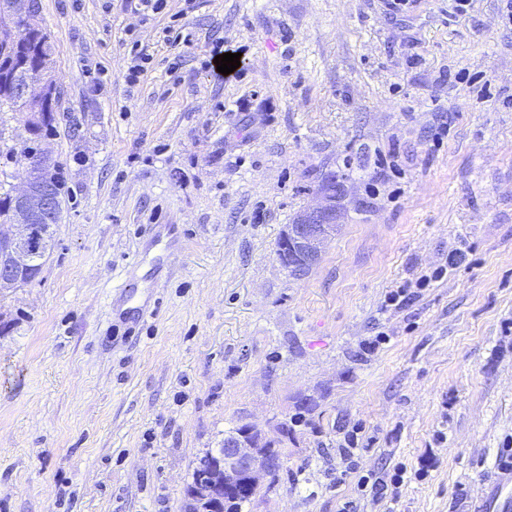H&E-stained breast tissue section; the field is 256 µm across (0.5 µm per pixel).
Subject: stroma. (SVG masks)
Listing matches in <instances>:
<instances>
[{"mask_svg":"<svg viewBox=\"0 0 512 512\" xmlns=\"http://www.w3.org/2000/svg\"><path fill=\"white\" fill-rule=\"evenodd\" d=\"M449 6L36 0L64 188L41 274L0 296V512H184L225 431L284 419L286 474L245 512H382L333 485L355 424L361 473L415 474L394 512H479L512 448V19ZM330 175L338 230L289 275L277 241ZM463 261L464 256L462 253H450L446 265L439 266L430 272L421 274L414 282V285L411 283L409 286L400 285L397 288H392L384 297L382 309L388 311L403 307L418 296V290H423L429 287L432 282H438L444 279L445 276L453 274Z\"/></svg>","mask_w":512,"mask_h":512,"instance_id":"stroma-1","label":"stroma"}]
</instances>
